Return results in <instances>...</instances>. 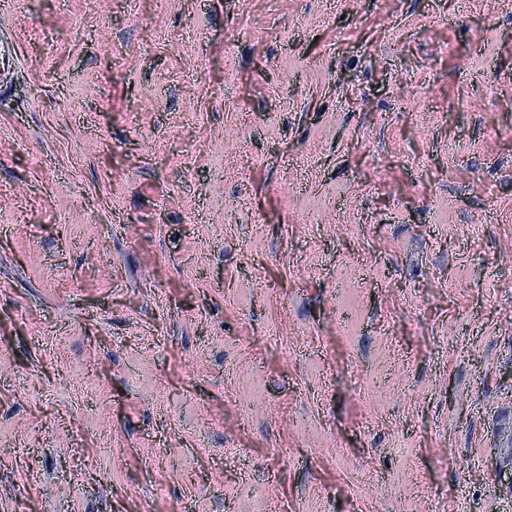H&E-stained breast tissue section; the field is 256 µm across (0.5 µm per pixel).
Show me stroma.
I'll return each instance as SVG.
<instances>
[{"label":"stroma","mask_w":512,"mask_h":512,"mask_svg":"<svg viewBox=\"0 0 512 512\" xmlns=\"http://www.w3.org/2000/svg\"><path fill=\"white\" fill-rule=\"evenodd\" d=\"M0 512H512V0H14Z\"/></svg>","instance_id":"stroma-1"}]
</instances>
